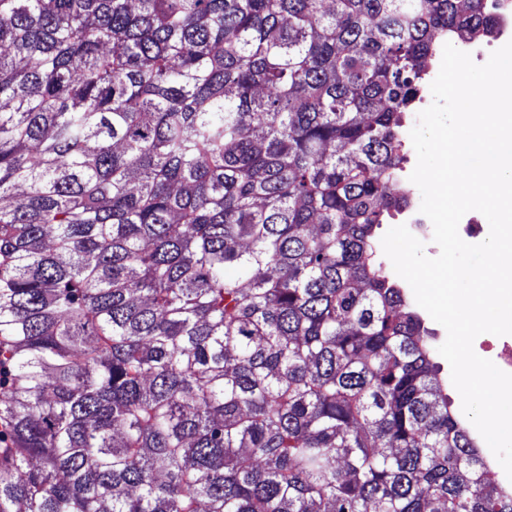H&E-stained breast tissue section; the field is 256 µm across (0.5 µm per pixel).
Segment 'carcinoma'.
Instances as JSON below:
<instances>
[{"label":"carcinoma","instance_id":"obj_1","mask_svg":"<svg viewBox=\"0 0 512 512\" xmlns=\"http://www.w3.org/2000/svg\"><path fill=\"white\" fill-rule=\"evenodd\" d=\"M483 10L0 0V512H512L376 252ZM444 45L441 46V48L433 62V66H432V69H431L429 77H428V90L425 93L424 99L418 105V107L415 109V111L412 112V114H410V117L408 119V122H407L406 128H405V141H406V147L408 150L409 162L406 164L403 178H404V181L408 184V186L413 191V201L418 204H421L420 190L418 189V187L415 184H413L409 180V176L413 172V170L416 166V163H417V155H416V151L414 149V146H413L411 138H410V131L417 124L418 114L422 110L427 108L433 101L432 93L430 90V85H431L432 81L436 78V76L438 75V72L440 70Z\"/></svg>","mask_w":512,"mask_h":512}]
</instances>
